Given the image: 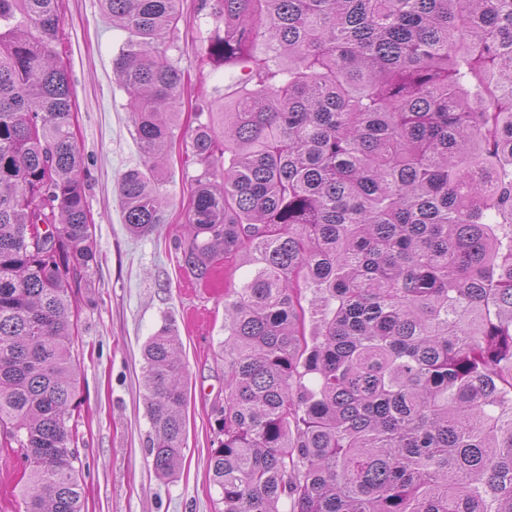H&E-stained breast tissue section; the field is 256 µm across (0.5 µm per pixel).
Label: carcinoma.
Masks as SVG:
<instances>
[{"label":"carcinoma","mask_w":512,"mask_h":512,"mask_svg":"<svg viewBox=\"0 0 512 512\" xmlns=\"http://www.w3.org/2000/svg\"><path fill=\"white\" fill-rule=\"evenodd\" d=\"M181 0H100L164 222ZM58 0H0V444L24 512H82L71 279L95 251L56 60ZM200 63L250 89L196 107L183 268L224 265L222 512H512V0H200ZM249 275L234 280L237 268ZM180 338L142 346L153 468L174 476Z\"/></svg>","instance_id":"cac0c4a2"}]
</instances>
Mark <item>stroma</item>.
Listing matches in <instances>:
<instances>
[{
  "label": "stroma",
  "instance_id": "obj_1",
  "mask_svg": "<svg viewBox=\"0 0 512 512\" xmlns=\"http://www.w3.org/2000/svg\"><path fill=\"white\" fill-rule=\"evenodd\" d=\"M198 4L182 0L183 19L171 52L191 76L181 95L184 127L194 121L195 99L230 96L243 85L240 69H198L197 56L215 27ZM59 27L58 51L74 96L73 131L96 247L93 287L73 297L79 310L74 417L84 512H220L207 459L217 445L215 413L224 404V276L194 280L182 268L179 248L197 167L185 165V144L175 141L165 223L145 235L128 232L118 184L143 157L128 96L112 70L127 34L113 27L99 0H59ZM167 324L180 337L186 369L187 440L177 475L162 479L149 453L141 347ZM21 476L17 454L0 447V512H18Z\"/></svg>",
  "mask_w": 512,
  "mask_h": 512
}]
</instances>
